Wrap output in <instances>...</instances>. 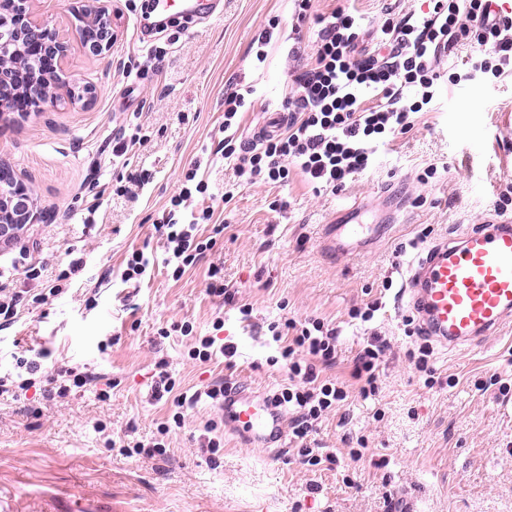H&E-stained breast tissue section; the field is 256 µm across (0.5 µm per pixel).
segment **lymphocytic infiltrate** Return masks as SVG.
Wrapping results in <instances>:
<instances>
[{
	"label": "lymphocytic infiltrate",
	"instance_id": "f902f5d3",
	"mask_svg": "<svg viewBox=\"0 0 512 512\" xmlns=\"http://www.w3.org/2000/svg\"><path fill=\"white\" fill-rule=\"evenodd\" d=\"M292 26L316 19L321 28L314 42L312 62L292 76V87L282 108L286 113L280 134L251 142L241 131V114L252 99L231 91L224 95V137L218 153L229 162L240 182L254 185L287 183L299 172L314 193L337 192L354 175L370 169L380 149L389 147L414 127L413 116L431 111L439 98L441 79L456 85L482 73L495 84L512 77V16L496 11L497 0H431L428 11L410 12L399 20H386L379 29L363 22L354 6L315 14L313 0H292ZM477 41L483 56L470 65L442 76L441 64L457 46ZM205 204L192 210L194 197ZM209 184L189 168L178 193L156 226L165 240L173 278H180L214 246V206L209 205ZM213 227L210 236L198 233L200 225ZM84 268L82 259L70 261L55 282L35 287L42 276L37 266L24 270L25 287L0 281V331L12 328L24 310L48 304L62 294L65 281ZM268 330L277 343L288 374V384L271 397L273 406L291 416L288 433L308 468L337 464L335 452L321 448L315 434L323 419L347 401L351 393L362 400L375 399L389 349L385 339L374 335L361 345L349 380L329 376L338 357L340 332L320 318L274 321ZM47 349L20 356L12 371L0 374V398L20 400L35 387L37 374H45L48 395L67 397L92 381L87 372L58 366L45 372ZM176 382L161 372L157 393L173 394L176 411L171 423L160 424L148 442H133L136 454L153 457L166 453L172 425L182 424L187 410L209 400L224 406V386L217 383L193 393H176Z\"/></svg>",
	"mask_w": 512,
	"mask_h": 512
}]
</instances>
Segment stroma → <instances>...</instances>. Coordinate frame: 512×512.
Listing matches in <instances>:
<instances>
[{"mask_svg":"<svg viewBox=\"0 0 512 512\" xmlns=\"http://www.w3.org/2000/svg\"><path fill=\"white\" fill-rule=\"evenodd\" d=\"M117 39L91 55L81 44L72 0H34L69 39L71 82H90L97 97L86 108L60 104L0 122V157L21 175L35 204L48 211L32 237L23 238L19 266L67 269L70 256L86 266L68 293L0 331V371L16 353L45 347L54 359L92 373L88 390L49 400L28 392L0 403V507L5 512H512V393L480 390L492 375L512 377V329L482 346H434L436 384L424 385L405 352L410 311L399 293L408 269L439 242L500 220L497 195L512 184V80L443 85L434 111L414 117L413 130L381 152L371 171L337 193L314 194L298 173L287 185H241L231 166L211 158L224 119V94L255 87L258 100L242 116L245 134L265 125L288 96L300 50L311 61L315 31H293L290 0H224L222 17L195 24L169 12L168 28L144 39V0H116ZM281 20L255 59V42L269 17ZM163 51L160 66L146 59ZM138 72L129 87L125 68ZM140 128L143 142L112 156L119 131ZM200 161L215 196L232 189L225 229L203 261L173 279L163 264L164 241L154 223L176 191L184 167ZM428 184L417 177L428 165ZM147 174L138 200L113 196L120 179ZM108 195L92 209L98 184ZM281 210H271L273 201ZM359 206L363 221L381 225L373 240L341 257L324 242L344 210ZM146 248L150 279H121L128 250ZM224 269L232 302L205 292L209 264ZM95 288L94 305L83 289ZM384 307L366 325L348 312L373 299ZM253 307L242 320L240 305ZM319 317L342 329L333 375L348 378L369 333L391 346L377 402L352 397L325 419L317 434L325 447L345 452L364 436V462L309 472L293 447L258 448L225 433L213 458L200 437L215 413L199 404L171 436L165 455L128 457L112 435L140 437L170 413L151 387L157 363L187 391L222 379L272 395L288 383L270 365L278 349L266 334L270 321ZM218 336L237 347L234 371L190 360L192 337ZM171 329L169 338L158 328ZM106 398H99V391ZM383 417H374L375 409Z\"/></svg>","mask_w":512,"mask_h":512,"instance_id":"stroma-1","label":"stroma"}]
</instances>
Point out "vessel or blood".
I'll return each mask as SVG.
<instances>
[{"label": "vessel or blood", "instance_id": "vessel-or-blood-1", "mask_svg": "<svg viewBox=\"0 0 512 512\" xmlns=\"http://www.w3.org/2000/svg\"><path fill=\"white\" fill-rule=\"evenodd\" d=\"M178 7L195 19L205 0H154L160 12ZM368 224H338L331 247L346 254L351 242L371 232ZM407 307L425 335L447 348L474 347L512 322V222L487 224L432 247L407 282ZM224 422L253 439L283 438L282 417L267 398L236 389L224 396Z\"/></svg>", "mask_w": 512, "mask_h": 512}]
</instances>
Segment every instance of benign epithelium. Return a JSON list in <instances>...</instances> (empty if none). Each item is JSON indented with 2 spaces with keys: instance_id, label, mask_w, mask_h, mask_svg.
Here are the masks:
<instances>
[{
  "instance_id": "obj_1",
  "label": "benign epithelium",
  "mask_w": 512,
  "mask_h": 512,
  "mask_svg": "<svg viewBox=\"0 0 512 512\" xmlns=\"http://www.w3.org/2000/svg\"><path fill=\"white\" fill-rule=\"evenodd\" d=\"M80 21L82 44L93 55L109 51L117 37L112 22V0H76L73 7ZM30 43L42 48L43 54L52 58L59 69L54 76H44L30 83L27 94L30 108L41 112L61 102L89 106L95 98L96 87L91 83L72 86L60 74L69 52V44L47 18H38L31 12V0H11V12L0 15V120L15 112L13 88L9 71L21 66L20 48ZM12 165L0 159V244H12L29 224L47 218V210L30 206L28 188L23 182L13 183L7 175Z\"/></svg>"
}]
</instances>
